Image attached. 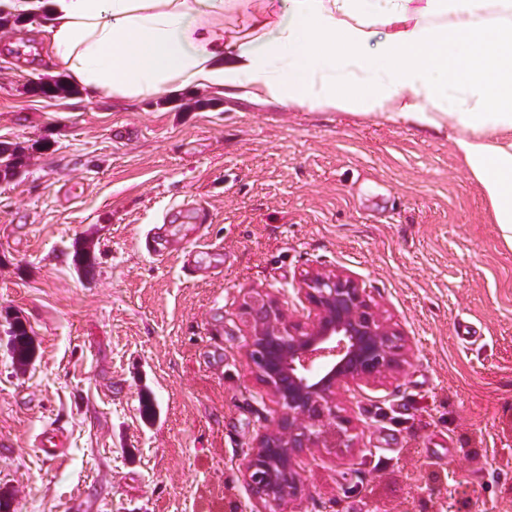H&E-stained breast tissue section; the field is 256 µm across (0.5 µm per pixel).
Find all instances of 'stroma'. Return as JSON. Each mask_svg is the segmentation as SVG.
<instances>
[{"mask_svg":"<svg viewBox=\"0 0 512 512\" xmlns=\"http://www.w3.org/2000/svg\"><path fill=\"white\" fill-rule=\"evenodd\" d=\"M65 76L40 18L0 36V143L24 152L0 177L9 512H269L242 472L276 406L241 307L262 292L298 312L309 268L356 276L414 355L345 395L358 446L302 458L295 512H512V248L445 135L205 90H30ZM460 320L475 342L457 340ZM56 432L62 454L42 456Z\"/></svg>","mask_w":512,"mask_h":512,"instance_id":"stroma-1","label":"stroma"}]
</instances>
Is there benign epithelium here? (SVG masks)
Masks as SVG:
<instances>
[{"label":"benign epithelium","mask_w":512,"mask_h":512,"mask_svg":"<svg viewBox=\"0 0 512 512\" xmlns=\"http://www.w3.org/2000/svg\"><path fill=\"white\" fill-rule=\"evenodd\" d=\"M294 291L302 316L271 295L242 306L246 357L277 412L249 449L244 478L256 500L277 508L301 495L304 454L357 447L353 421L338 406L342 393L402 373L413 354L409 337L351 273L305 270Z\"/></svg>","instance_id":"7a95c632"}]
</instances>
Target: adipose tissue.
<instances>
[{
    "label": "adipose tissue",
    "mask_w": 512,
    "mask_h": 512,
    "mask_svg": "<svg viewBox=\"0 0 512 512\" xmlns=\"http://www.w3.org/2000/svg\"><path fill=\"white\" fill-rule=\"evenodd\" d=\"M50 0V53L89 94L190 87L447 132L512 246V0Z\"/></svg>",
    "instance_id": "adipose-tissue-1"
}]
</instances>
